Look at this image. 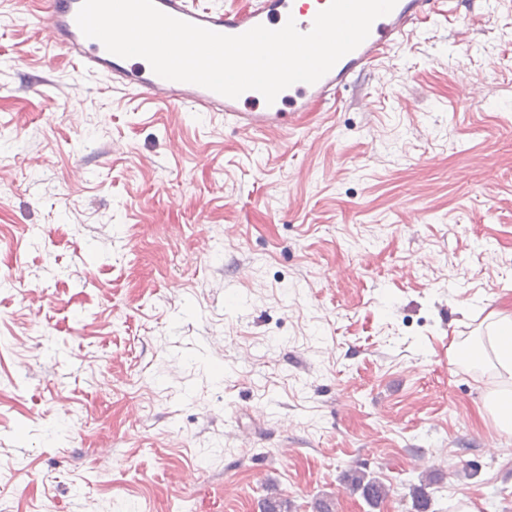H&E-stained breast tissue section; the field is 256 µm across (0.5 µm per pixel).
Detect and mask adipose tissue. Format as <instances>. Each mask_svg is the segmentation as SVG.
I'll use <instances>...</instances> for the list:
<instances>
[{
  "label": "adipose tissue",
  "instance_id": "ef3b65f1",
  "mask_svg": "<svg viewBox=\"0 0 512 512\" xmlns=\"http://www.w3.org/2000/svg\"><path fill=\"white\" fill-rule=\"evenodd\" d=\"M487 343L491 355L487 360L490 369L499 377V386L485 398L484 408L495 428L512 434V311L490 312L486 317Z\"/></svg>",
  "mask_w": 512,
  "mask_h": 512
}]
</instances>
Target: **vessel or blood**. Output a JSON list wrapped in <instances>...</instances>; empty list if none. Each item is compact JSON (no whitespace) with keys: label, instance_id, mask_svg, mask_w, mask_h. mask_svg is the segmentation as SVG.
Masks as SVG:
<instances>
[{"label":"vessel or blood","instance_id":"1","mask_svg":"<svg viewBox=\"0 0 512 512\" xmlns=\"http://www.w3.org/2000/svg\"><path fill=\"white\" fill-rule=\"evenodd\" d=\"M82 0H44L43 10L31 21L47 45L64 55L78 71L102 76L108 85L173 105H186L197 112H210L225 124L245 133L284 132L295 128L304 113L339 102L355 79L372 63L398 46L417 26L460 14L469 0H397L394 9L377 18L368 37L342 57L319 81L297 83L278 95L273 104H261L256 91L229 98L205 87L164 79L151 67L116 56L101 41L83 35L76 23ZM330 0H256L244 10L202 8L195 0H155L166 14L213 31L237 35L257 25L281 28L294 19L299 31H309L315 16Z\"/></svg>","mask_w":512,"mask_h":512}]
</instances>
